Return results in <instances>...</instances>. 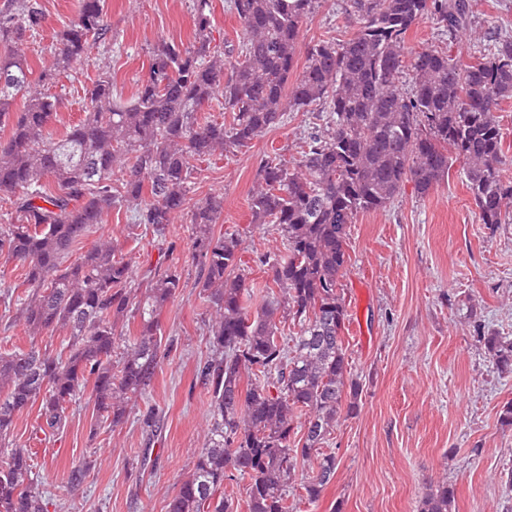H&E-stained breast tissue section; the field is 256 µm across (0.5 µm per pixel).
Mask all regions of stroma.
I'll return each mask as SVG.
<instances>
[{"mask_svg":"<svg viewBox=\"0 0 512 512\" xmlns=\"http://www.w3.org/2000/svg\"><path fill=\"white\" fill-rule=\"evenodd\" d=\"M40 3L45 24L21 47L34 82L52 64L56 33L80 0ZM104 5L107 40L91 45L50 87L59 100L48 128L53 140L84 119L86 91L102 74H111L118 99L130 100L158 39L193 41V0ZM346 9V0H321L302 26V44L347 38L352 26ZM500 28L512 33V0H478L463 39L449 41L440 25L425 19L408 31L406 43L466 57L487 47ZM322 125L319 112H289L250 148L192 163L190 196L223 195L215 230L239 236L249 282L270 279L256 264L257 253L282 247L273 226L251 221L248 196L259 167L275 152L295 163L307 135ZM461 168L454 162L449 177L423 196L405 184L385 209L359 215L348 228L344 343L362 387L359 411L340 417L322 447L336 456L334 480L317 504L299 502L295 512H418L422 497L442 482L455 492L454 512H512L506 481L512 426L499 420L512 401V373L501 372L479 340L483 332L512 338V224L480 223ZM101 237L132 258L135 273L171 260L185 267L183 288L160 315L172 353L147 393L129 400L121 425H109L85 394L70 404L59 431H40L33 408L17 417L13 438L35 452L32 475L48 512H165V499L190 473L209 421L210 397L195 380L209 352V313L191 259L192 226L180 216L161 241L134 228L130 212L115 208L73 246L72 256ZM169 240L176 245L171 255ZM62 339L59 332L35 338L22 321H0V354L34 345L56 351ZM149 407L158 415L153 433L138 421ZM84 462L90 465L85 481L68 485L67 470Z\"/></svg>","mask_w":512,"mask_h":512,"instance_id":"obj_1","label":"stroma"}]
</instances>
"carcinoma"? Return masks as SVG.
<instances>
[{"label": "carcinoma", "mask_w": 512, "mask_h": 512, "mask_svg": "<svg viewBox=\"0 0 512 512\" xmlns=\"http://www.w3.org/2000/svg\"><path fill=\"white\" fill-rule=\"evenodd\" d=\"M347 2L350 37L320 39L302 53L301 29L318 0H230L243 40L218 52L211 48L210 0H195L193 42L158 40L127 102L113 97L110 77L99 78L87 92L85 118L53 142L47 126L57 100L31 84L18 51L43 26L42 5L3 0L0 129L8 138L0 141V202L11 218L0 224V255L25 268L22 294L9 288L4 295L32 335L66 336L55 354L34 346L0 354V445L8 449L0 512H45L31 477L32 449L13 443L20 413L38 407L40 429L54 432L89 387L115 427L128 399L151 388L172 352L162 343L159 315L183 287L176 263L147 268L137 283L131 261L108 240L69 260L74 244L113 207L125 206L135 227L162 240L175 216L190 212L192 260L211 309V352L196 370L210 395L208 432L166 512H238L224 486L240 476L247 479L246 512H293L288 485L298 461L314 456L299 499L318 503L333 481L336 456L318 450L340 415L359 407L339 292L347 229L359 214L386 208L407 182L428 194L455 158L479 221L512 222V180L496 116L512 100V35L496 34L487 51L468 59L413 51L406 45L412 26L430 18L454 41L471 28L474 0ZM108 33L103 0H81L57 33L53 68L40 81L54 83ZM406 71L408 92L400 87ZM219 92L232 115L227 125L204 112ZM313 106L326 113L325 128L308 135L295 165L265 160L251 190L254 223L275 226L283 245L273 257L258 256L272 286L255 307L241 273V241L212 231L224 197L191 202L190 161L248 148L285 113ZM128 319L138 321L132 338L117 331ZM483 341L498 367L512 371V339L489 334ZM453 502V489L441 484L420 512H451Z\"/></svg>", "instance_id": "obj_1"}]
</instances>
